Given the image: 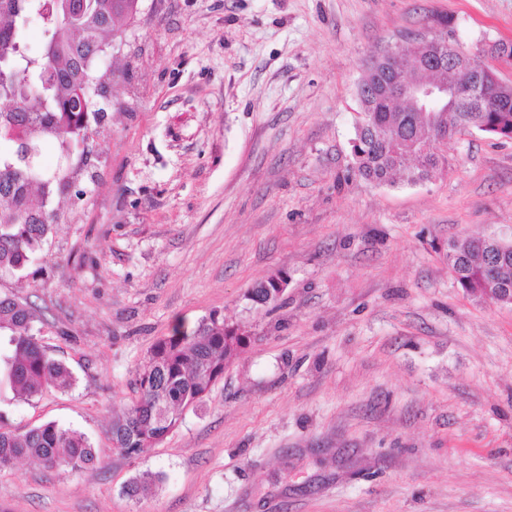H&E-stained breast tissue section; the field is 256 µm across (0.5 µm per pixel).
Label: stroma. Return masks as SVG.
I'll use <instances>...</instances> for the list:
<instances>
[{
    "label": "stroma",
    "mask_w": 512,
    "mask_h": 512,
    "mask_svg": "<svg viewBox=\"0 0 512 512\" xmlns=\"http://www.w3.org/2000/svg\"><path fill=\"white\" fill-rule=\"evenodd\" d=\"M448 32L512 84V0H139L96 63L107 113L26 277L34 329L76 381L23 433H85L78 471L0 474V512H512V306L465 294L448 242L512 236V140L431 148L429 181L352 168L356 84L389 43ZM286 273L275 302L258 283ZM250 343L148 452L112 445L137 371L210 317ZM157 475L152 493L129 483Z\"/></svg>",
    "instance_id": "35a3bbf8"
}]
</instances>
